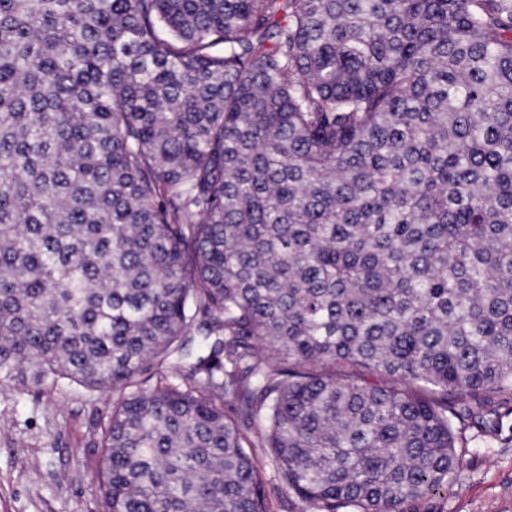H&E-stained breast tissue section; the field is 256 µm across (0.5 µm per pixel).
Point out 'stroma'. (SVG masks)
<instances>
[{"mask_svg": "<svg viewBox=\"0 0 512 512\" xmlns=\"http://www.w3.org/2000/svg\"><path fill=\"white\" fill-rule=\"evenodd\" d=\"M496 407V424L464 431L460 479L417 502L413 512H499L512 499V401L498 400ZM111 413V396L68 386L0 391V512H101V427ZM251 454L269 512H304L276 480L265 449Z\"/></svg>", "mask_w": 512, "mask_h": 512, "instance_id": "stroma-1", "label": "stroma"}]
</instances>
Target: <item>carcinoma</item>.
<instances>
[{
    "label": "carcinoma",
    "instance_id": "obj_1",
    "mask_svg": "<svg viewBox=\"0 0 512 512\" xmlns=\"http://www.w3.org/2000/svg\"><path fill=\"white\" fill-rule=\"evenodd\" d=\"M112 393L103 512H404L512 396V0H0V388ZM248 451L252 454L257 469L265 481L269 512H315L314 509L308 508L289 495L288 488L275 479V472L267 456L266 448H250ZM288 500L289 507L291 508V504L293 505V511L288 510ZM303 508L306 509L303 510Z\"/></svg>",
    "mask_w": 512,
    "mask_h": 512
}]
</instances>
